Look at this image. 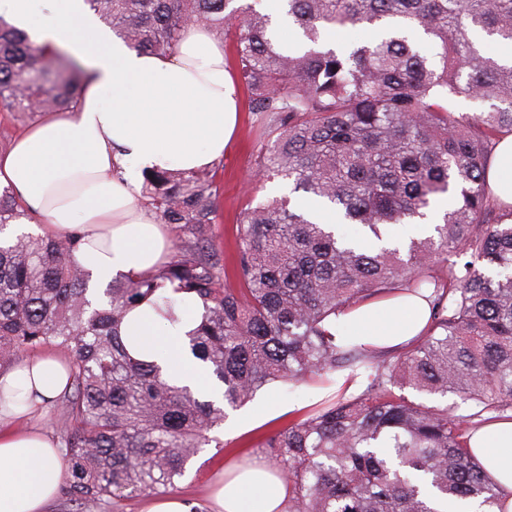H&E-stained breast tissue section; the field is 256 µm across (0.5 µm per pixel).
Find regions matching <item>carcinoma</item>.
Segmentation results:
<instances>
[{"label": "carcinoma", "instance_id": "cac0c4a2", "mask_svg": "<svg viewBox=\"0 0 512 512\" xmlns=\"http://www.w3.org/2000/svg\"><path fill=\"white\" fill-rule=\"evenodd\" d=\"M232 2L84 0L137 51L173 54L189 23L231 37L249 111L269 138L256 170L362 234L269 198L243 213L232 286L215 258L214 174L165 169L146 174L142 199L189 255L112 279L97 304L73 261L77 237L0 239V368L47 345L67 354L70 388L57 408L68 512L167 495L215 441L226 408L273 381L336 387L260 443L288 484L284 512H440L470 500L495 512L499 492L467 438L512 420V205L486 183L496 142L512 134V61L486 54L474 34L512 43V0H281L295 36L287 48L273 15ZM336 26L377 37L341 51L326 39ZM84 77L67 49L0 19V112L67 107ZM461 97L481 107L458 112ZM444 194L452 204L427 235L389 233L427 219ZM24 217L0 192V234ZM176 293L203 307L187 345L223 386L220 403L169 384L122 342L140 301L176 320ZM396 295L432 306L430 329L397 354L325 329L332 315ZM350 382L362 390L347 392ZM406 388L434 403L396 394ZM450 395L472 412H450Z\"/></svg>", "mask_w": 512, "mask_h": 512}]
</instances>
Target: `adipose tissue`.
Here are the masks:
<instances>
[{
    "label": "adipose tissue",
    "instance_id": "1",
    "mask_svg": "<svg viewBox=\"0 0 512 512\" xmlns=\"http://www.w3.org/2000/svg\"><path fill=\"white\" fill-rule=\"evenodd\" d=\"M0 19L37 44H71L88 74L76 105L47 112L0 151V188H9L30 223L50 235L76 234L75 262L93 282L156 271L172 257L170 236L141 199L136 170H203L223 157L236 127V83L224 42L198 24L183 29L175 54L137 52L116 38L83 0H0ZM495 196L512 204V135L497 144L487 172ZM178 322L143 303L122 328L131 355L163 365L178 384L204 390L180 340L197 321L183 297ZM427 300L393 296L364 302L330 319L337 335L396 347L422 333ZM64 358L37 354L0 373V512H45L60 493L62 459L55 440L21 423L64 392ZM473 457L512 512V421L475 432ZM284 480L254 462L216 481L210 512H282Z\"/></svg>",
    "mask_w": 512,
    "mask_h": 512
}]
</instances>
